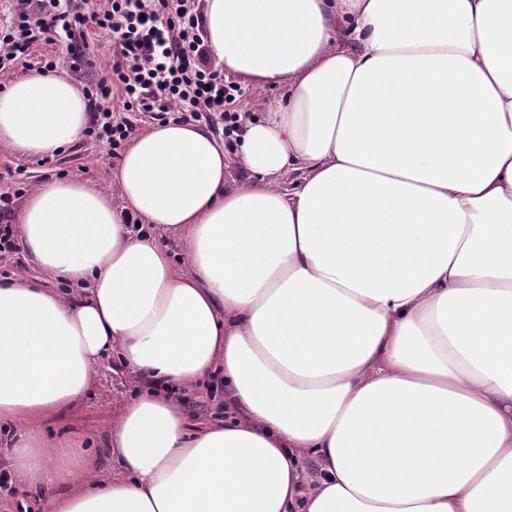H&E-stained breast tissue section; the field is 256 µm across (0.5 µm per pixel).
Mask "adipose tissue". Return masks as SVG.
<instances>
[{"instance_id": "ef3b65f1", "label": "adipose tissue", "mask_w": 512, "mask_h": 512, "mask_svg": "<svg viewBox=\"0 0 512 512\" xmlns=\"http://www.w3.org/2000/svg\"><path fill=\"white\" fill-rule=\"evenodd\" d=\"M201 24L225 75L285 95L231 154L193 122L136 134L119 200L29 193L37 273L0 280L15 479L45 512H512V0H205ZM88 121L65 74L0 89L21 156ZM110 362L138 395L102 475L37 425ZM215 376L202 421L174 391Z\"/></svg>"}]
</instances>
